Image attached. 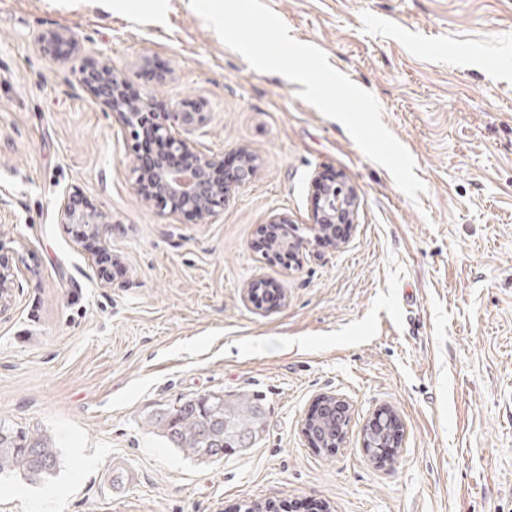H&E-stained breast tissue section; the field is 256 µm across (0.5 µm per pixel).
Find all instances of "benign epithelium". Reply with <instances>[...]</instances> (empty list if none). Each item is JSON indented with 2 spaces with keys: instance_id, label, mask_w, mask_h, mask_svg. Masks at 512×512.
<instances>
[{
  "instance_id": "1",
  "label": "benign epithelium",
  "mask_w": 512,
  "mask_h": 512,
  "mask_svg": "<svg viewBox=\"0 0 512 512\" xmlns=\"http://www.w3.org/2000/svg\"><path fill=\"white\" fill-rule=\"evenodd\" d=\"M81 81L100 98L115 114L131 139L137 138L141 112L133 108L119 96V77L112 70L110 62L103 61L87 66L81 71ZM206 116L203 112H161L152 125L154 136L166 141L169 152L187 159V167H173L164 159L156 158L149 163V169L139 172L137 191L146 202L164 203L172 197L178 209L189 206L196 214L211 219L216 216L217 208L224 205L226 196L232 189L246 184L253 177L255 161L240 150L246 164L238 177L222 187L213 185L208 170L223 163V159L199 152L192 135L204 127ZM316 224L310 229L309 238H297L287 242L289 252L309 241L325 243L334 241L333 228L343 224L352 228L357 212L358 192L352 185H318ZM77 195H63L58 207V221L74 237L83 242H91L98 247L106 243V230L112 218L103 211L86 212L76 206Z\"/></svg>"
}]
</instances>
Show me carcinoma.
Wrapping results in <instances>:
<instances>
[{
    "label": "carcinoma",
    "instance_id": "obj_1",
    "mask_svg": "<svg viewBox=\"0 0 512 512\" xmlns=\"http://www.w3.org/2000/svg\"><path fill=\"white\" fill-rule=\"evenodd\" d=\"M350 419L336 416V401L325 400V411L309 422L310 435L321 443L336 442L347 432ZM147 426L157 430L172 448L201 460L219 461L236 448L240 438H257L265 430L261 408L247 393L233 399L203 394L185 399L165 412L147 416ZM58 455L50 438L0 424V473L12 472L31 483L50 476Z\"/></svg>",
    "mask_w": 512,
    "mask_h": 512
}]
</instances>
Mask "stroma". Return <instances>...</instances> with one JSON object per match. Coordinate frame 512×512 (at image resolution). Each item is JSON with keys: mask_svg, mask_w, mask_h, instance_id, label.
Here are the masks:
<instances>
[{"mask_svg": "<svg viewBox=\"0 0 512 512\" xmlns=\"http://www.w3.org/2000/svg\"><path fill=\"white\" fill-rule=\"evenodd\" d=\"M149 1L0 0V422L59 459L37 484L1 475L0 512H512V0H263L374 95L414 201L189 0ZM56 32L78 51L41 50ZM103 54L164 111L205 112L201 152L256 157L211 222L138 197L132 141L80 81ZM320 176L357 188L354 228L269 259L262 228L307 236ZM69 191L111 214L106 248L58 224ZM255 278L277 295L259 310ZM214 392L260 401L252 448L199 460L143 423ZM323 395L350 407L343 447L303 432ZM383 407L402 439L379 461L362 433Z\"/></svg>", "mask_w": 512, "mask_h": 512, "instance_id": "35a3bbf8", "label": "stroma"}]
</instances>
